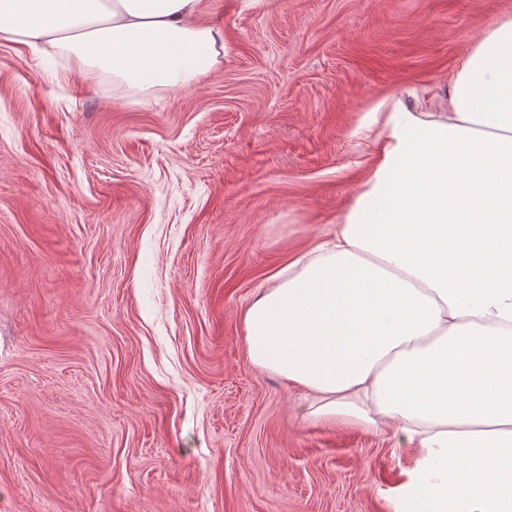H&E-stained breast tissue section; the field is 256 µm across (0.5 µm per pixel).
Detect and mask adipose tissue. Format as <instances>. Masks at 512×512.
<instances>
[{"label":"adipose tissue","instance_id":"1","mask_svg":"<svg viewBox=\"0 0 512 512\" xmlns=\"http://www.w3.org/2000/svg\"><path fill=\"white\" fill-rule=\"evenodd\" d=\"M203 0H0V40L129 96L191 88L226 53ZM380 161L330 240L242 314L251 365L309 417L393 431L396 512H512V19L441 90L378 103Z\"/></svg>","mask_w":512,"mask_h":512}]
</instances>
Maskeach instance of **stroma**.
I'll return each mask as SVG.
<instances>
[{"instance_id": "35a3bbf8", "label": "stroma", "mask_w": 512, "mask_h": 512, "mask_svg": "<svg viewBox=\"0 0 512 512\" xmlns=\"http://www.w3.org/2000/svg\"><path fill=\"white\" fill-rule=\"evenodd\" d=\"M223 62L134 100L0 41V512H393L392 431L306 416L243 310L335 229L369 109L512 0H204Z\"/></svg>"}]
</instances>
